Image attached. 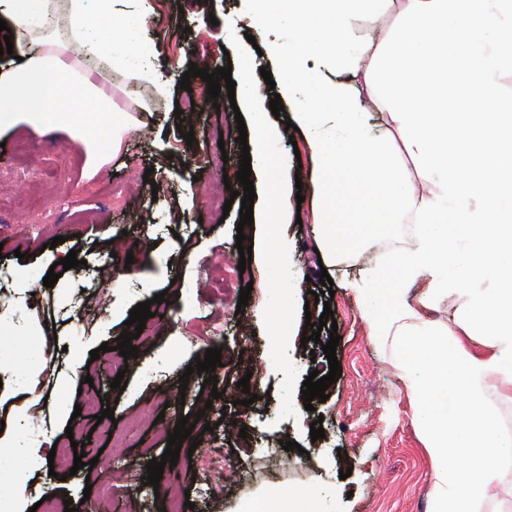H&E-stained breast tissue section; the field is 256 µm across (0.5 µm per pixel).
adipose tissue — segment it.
Wrapping results in <instances>:
<instances>
[{"instance_id":"obj_1","label":"adipose tissue","mask_w":512,"mask_h":512,"mask_svg":"<svg viewBox=\"0 0 512 512\" xmlns=\"http://www.w3.org/2000/svg\"><path fill=\"white\" fill-rule=\"evenodd\" d=\"M379 2L250 0L245 20L257 31L285 26L292 33L288 42L263 47L269 58L288 62L283 100L303 78L328 106L313 112L301 104L291 115L319 174L314 227L326 257L360 247L380 225L413 219L405 248L378 255L343 286L361 300L372 336L401 345L397 368L413 411L435 410L419 426L435 512H474L512 471V434L495 428L482 396L484 381L497 377L512 401V114L499 112L497 84L498 73L512 69V0H404V24L377 53L372 95L401 135L399 151L374 133L363 105L346 92L360 52L351 21ZM111 12L112 0H69L67 37L58 40L51 0H11L6 19L18 61L0 72V133L20 124L66 128L97 154L118 148L112 82L90 69L89 58H107L112 70L133 73L158 95L167 84L142 62L150 14L113 26ZM73 44L82 54L65 62ZM325 60L335 61V71H309V62ZM76 88L84 103L79 117L70 104ZM284 136L266 113L251 114V167L267 174L273 200L265 225L270 282L260 312L279 340L293 333L295 286L304 276L283 261L290 241L279 228L288 191L284 164L268 146ZM420 180L431 190H418ZM340 184L357 201L345 224L335 219ZM420 283L425 295L409 301ZM450 297L459 306L452 326L442 329L430 314Z\"/></svg>"}]
</instances>
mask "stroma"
<instances>
[{
  "mask_svg": "<svg viewBox=\"0 0 512 512\" xmlns=\"http://www.w3.org/2000/svg\"><path fill=\"white\" fill-rule=\"evenodd\" d=\"M249 0H117L116 19L150 10L154 24L143 35L155 44L152 65L169 81V97H157L152 86L127 74H113L114 99L135 120L122 138L118 153L97 171L87 167L86 149L67 132H39L20 126L0 134V265L13 274L7 310L0 315V439H14L34 451V467L26 472V503L43 497L56 503L88 499L94 512H165L166 496L147 483L149 460L161 458L167 433L175 427L173 406L183 414H199L192 430L194 453H180L178 463L165 466L167 486L189 492L193 512H243L247 502L272 491L315 490L321 512H431V461L413 421L407 390L395 366L398 346L376 341L363 319L357 297L335 288L330 304H315L321 269L312 230L316 205L315 169L301 132L271 146L274 154L296 170L302 181L300 223L290 224L294 240L292 265L304 269L303 305L295 312L297 334L280 350H272L268 322L257 308L269 280L267 265L252 261L253 286L247 306L238 292L208 283L213 264L235 252L237 233L253 236L240 226V203L226 217L209 213L201 192L190 189L181 172L188 159L226 151L232 170H239L241 147L236 114L255 104L230 107L227 94L203 111L176 114V103L200 93L207 83L191 80L180 87L181 71L171 69L177 58L200 68L226 66L254 55L255 44L283 42L284 28H272L248 42L242 21ZM404 21L400 0H382L375 14L353 19L352 29L363 53L350 76V92L370 104L377 81L375 55L388 45ZM194 132L186 143V132ZM143 179L142 194L114 203L106 187L128 177ZM64 242L53 245L54 237ZM406 238L388 228L364 247L337 252L336 273L357 274L380 253L406 246ZM76 251L82 266L67 270L48 288L43 284L54 262ZM115 263L126 258L149 263L155 276L151 289L134 279L114 282L103 268L106 254ZM166 293L182 320L169 330L158 319L153 298ZM150 302L145 326L148 340L138 342L124 375L125 390L113 389L111 353L103 343L121 334L131 309ZM332 309L336 326L320 325L324 309ZM321 326L312 342L313 326ZM340 340L336 356L342 374L327 390L326 402L305 410L302 384L312 371L329 372L322 342L330 333ZM58 349L47 358L45 348ZM99 359H91L93 349ZM221 351L223 377L235 383L249 376L256 399L243 406L242 390L232 413L245 434L226 432L215 411L206 409L201 375H186L207 349ZM253 353L256 368L247 371L239 355ZM188 376L181 386L180 376ZM100 396L110 400L126 445L114 449L112 439L96 430L95 421L75 416V405ZM159 414V423H129L142 409ZM321 421L325 435L314 440L310 425ZM73 435L88 457L115 463L119 477L103 483L99 470L80 469L59 480L49 476L47 455L54 443ZM296 441L293 451L278 448L282 439ZM221 459L211 471L210 500L199 497L191 473L208 456Z\"/></svg>",
  "mask_w": 512,
  "mask_h": 512,
  "instance_id": "1",
  "label": "stroma"
}]
</instances>
